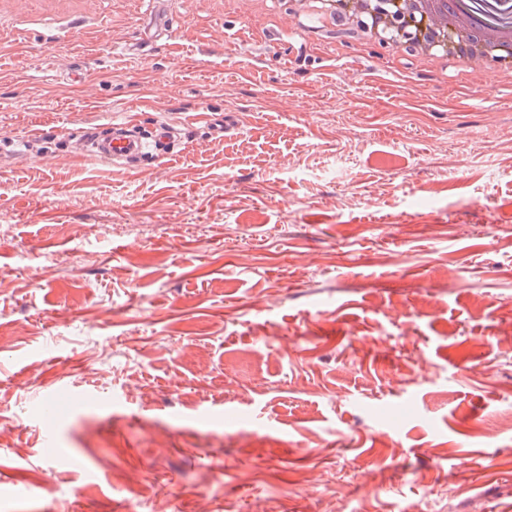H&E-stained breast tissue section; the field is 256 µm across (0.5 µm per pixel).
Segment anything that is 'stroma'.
<instances>
[{
  "label": "stroma",
  "mask_w": 512,
  "mask_h": 512,
  "mask_svg": "<svg viewBox=\"0 0 512 512\" xmlns=\"http://www.w3.org/2000/svg\"><path fill=\"white\" fill-rule=\"evenodd\" d=\"M88 7L0 11V512H512V80ZM130 113L174 152L81 150Z\"/></svg>",
  "instance_id": "stroma-1"
}]
</instances>
